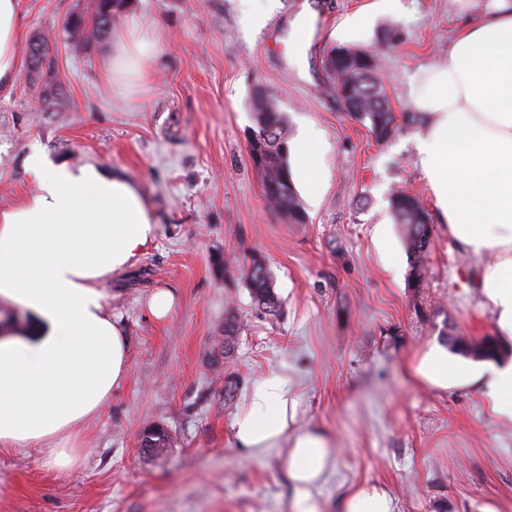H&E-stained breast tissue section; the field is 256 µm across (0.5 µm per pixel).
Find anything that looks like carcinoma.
Listing matches in <instances>:
<instances>
[{
  "label": "carcinoma",
  "instance_id": "obj_1",
  "mask_svg": "<svg viewBox=\"0 0 512 512\" xmlns=\"http://www.w3.org/2000/svg\"><path fill=\"white\" fill-rule=\"evenodd\" d=\"M125 0H90L91 28L85 27V16L75 14L67 19L65 29L74 39L73 46L84 50L90 42L104 39L117 24ZM43 47L38 70L31 74L43 79L40 95L44 106H49L56 90L52 81L55 60L51 56L48 38L39 37ZM351 58L328 57L334 79L351 83L349 94L343 99L346 114L361 123H368L371 133L379 142L391 139L399 129L397 116L392 111L384 86L377 73L376 59L367 58L363 52L350 51ZM251 112L256 142L250 144L252 166L260 178L267 202L281 212L290 224H303L306 213L289 165L288 127L284 113L275 98L256 94L251 102ZM391 209L396 223L402 226L403 238L409 258L408 282L418 287L422 279L424 262L433 244V224L417 196L398 190L391 196ZM246 282L254 304L265 314L275 316L281 301L274 290V282L262 259L253 261L246 275ZM241 327L234 319L224 322V358L232 356ZM448 346L467 357L494 360L500 345L493 336L473 341L460 331L443 330ZM149 434L140 448L146 455H158L170 441L168 430L161 425L149 427Z\"/></svg>",
  "mask_w": 512,
  "mask_h": 512
}]
</instances>
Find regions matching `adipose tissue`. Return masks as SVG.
I'll return each instance as SVG.
<instances>
[{
    "mask_svg": "<svg viewBox=\"0 0 512 512\" xmlns=\"http://www.w3.org/2000/svg\"><path fill=\"white\" fill-rule=\"evenodd\" d=\"M384 0L346 16L330 33L343 46L369 42ZM21 0H0V91L21 67ZM155 45L145 35L116 39L107 59L112 77L145 75ZM424 119L416 140L422 174L448 235L466 252L492 255L476 280L493 327L512 343V0H487L463 17L444 68H420L409 82ZM299 176L318 196L324 174L320 140L294 144ZM36 194L0 207V300L26 309L27 328H0V453L60 439L52 463L82 459L83 433L125 381L126 333L104 305V285L152 243L155 217L140 187L96 164L71 167L32 154ZM421 383L445 391L473 388L493 413L512 422V357L468 361L433 344L412 363ZM298 401L286 374L267 373L249 387L233 423L239 447L261 452L287 442L292 512H322L317 491L336 465V450L318 429L295 426ZM343 512H394L388 492L356 485Z\"/></svg>",
    "mask_w": 512,
    "mask_h": 512,
    "instance_id": "1",
    "label": "adipose tissue"
}]
</instances>
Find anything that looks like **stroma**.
I'll list each match as a JSON object with an SVG mask.
<instances>
[{"label":"stroma","instance_id":"stroma-1","mask_svg":"<svg viewBox=\"0 0 512 512\" xmlns=\"http://www.w3.org/2000/svg\"><path fill=\"white\" fill-rule=\"evenodd\" d=\"M367 0H277L265 26L244 21L266 0H126L114 34L155 43L150 80L109 81L110 40L74 51L63 25L89 0H22L24 36L54 44L53 111L17 76L0 96V207L34 192L27 158L91 162L137 181L155 213L146 252L113 275L104 302L125 324L129 374L84 434L73 469L50 446L0 455V512H291L287 451L239 448L224 376L250 387L259 376L292 378L297 424L334 441L335 468L319 490L323 512H341L358 483L385 488L394 512H512V425L499 423L473 390L438 391L410 365L440 342L443 325L492 334L490 305L474 286L479 258L449 238L414 148L422 118L387 142L348 118L333 91L330 33ZM316 18L308 48L296 43L302 7ZM456 0H387L368 51L396 115L413 114L411 75L448 59ZM277 98L291 137L315 132L325 174L308 221L288 223L269 206L248 154L255 91ZM415 194L434 226L420 287L394 276L374 243L378 224L405 256L393 221L394 190ZM263 257L281 301L279 317L254 305L246 285ZM160 289L175 305L148 309ZM242 330L222 359L224 320ZM161 424L172 445L141 453L138 435Z\"/></svg>","mask_w":512,"mask_h":512}]
</instances>
